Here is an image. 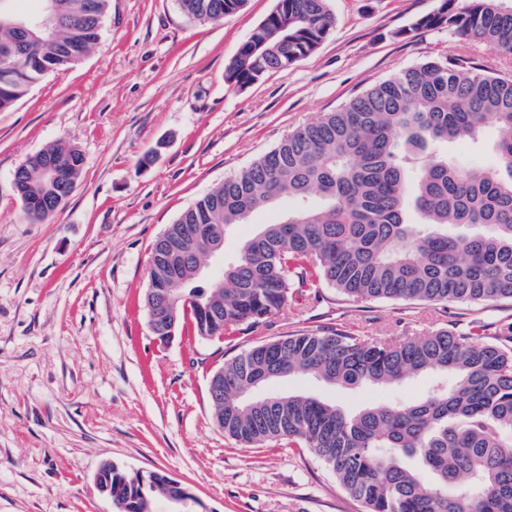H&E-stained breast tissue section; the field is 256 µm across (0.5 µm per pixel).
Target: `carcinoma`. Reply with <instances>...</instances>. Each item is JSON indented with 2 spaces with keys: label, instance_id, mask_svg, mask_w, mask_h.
<instances>
[{
  "label": "carcinoma",
  "instance_id": "1",
  "mask_svg": "<svg viewBox=\"0 0 512 512\" xmlns=\"http://www.w3.org/2000/svg\"><path fill=\"white\" fill-rule=\"evenodd\" d=\"M48 29L18 41L15 11L0 8V111L41 77L80 62L97 45L110 0H39ZM246 0H179L198 23L219 22ZM334 25L327 0H277L225 65L244 89L268 72H286L313 53ZM447 29L512 53V0H440L404 33ZM496 137L493 167L461 166L420 153L452 140ZM62 160L77 183L81 152L58 140L39 152ZM29 183L27 219L50 218L68 197H39L30 158L15 171ZM281 198L300 202L268 224L223 267L224 284L196 275L187 256L183 284L170 297L178 321L196 336L219 338L257 327L304 288L326 285L353 303L441 304L512 301V74L457 57L402 70L319 121L296 127L272 150L184 210L151 253L199 234L198 253L227 229ZM277 362L287 375L350 389L451 374L407 403L355 414L306 395L253 398ZM224 397L212 402L224 434L249 448L286 441L311 449L363 512H512V326L490 333L473 322L372 338L338 329L303 331L252 346L222 366ZM118 512H150L155 492L176 498L172 479L135 475L106 463Z\"/></svg>",
  "mask_w": 512,
  "mask_h": 512
}]
</instances>
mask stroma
<instances>
[{
	"instance_id": "obj_1",
	"label": "stroma",
	"mask_w": 512,
	"mask_h": 512,
	"mask_svg": "<svg viewBox=\"0 0 512 512\" xmlns=\"http://www.w3.org/2000/svg\"><path fill=\"white\" fill-rule=\"evenodd\" d=\"M275 5L247 0L221 22L194 24L177 0H112L96 48L0 112V512H112L95 484L109 462L181 482L189 512H361L307 449L226 437L209 396L215 369L306 330L375 337L512 323V302L354 304L324 287L253 330L205 339L180 327L170 343L156 340L145 306L151 247L226 177L424 61L462 55L512 73V54L491 45L438 29L402 36L438 0H328L335 24L311 55L245 89L228 85L227 62ZM60 139L82 152V174L48 221L28 222L14 173ZM294 206L284 198L232 225L225 260ZM431 383L348 390L291 376L259 393L313 395L355 413L415 400Z\"/></svg>"
}]
</instances>
